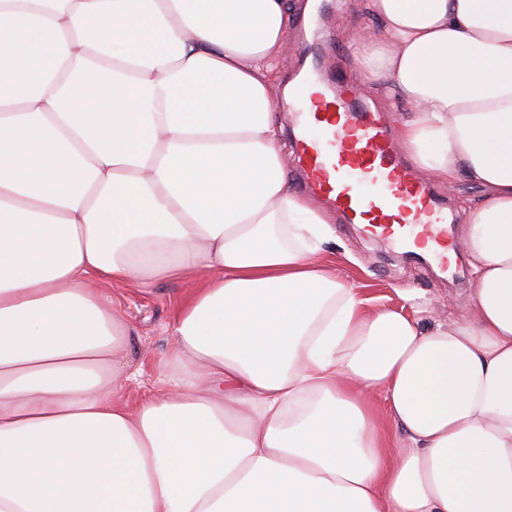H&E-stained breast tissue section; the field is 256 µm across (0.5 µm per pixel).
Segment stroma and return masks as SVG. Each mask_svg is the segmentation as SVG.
I'll list each match as a JSON object with an SVG mask.
<instances>
[{
  "label": "stroma",
  "mask_w": 512,
  "mask_h": 512,
  "mask_svg": "<svg viewBox=\"0 0 512 512\" xmlns=\"http://www.w3.org/2000/svg\"><path fill=\"white\" fill-rule=\"evenodd\" d=\"M320 29L324 37L316 56L299 48L296 35H289L280 60L282 80L299 70L302 63L316 59L327 80L337 73H360L361 67L348 48V37L359 29L377 25L374 17L360 13L354 0H315ZM335 238L327 246L325 259L342 280L358 285L365 296L387 306L402 305L403 295L415 304L439 306L445 319L459 318L472 287L471 270L456 268L440 275L432 263H417L404 258L386 240L370 236L357 224L335 220ZM190 286L184 279H169L149 288L110 287L124 319L132 329L130 350L141 363L144 381H151L155 366L168 348V328Z\"/></svg>",
  "instance_id": "1"
}]
</instances>
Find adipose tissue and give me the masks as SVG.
Instances as JSON below:
<instances>
[{
    "label": "adipose tissue",
    "instance_id": "adipose-tissue-1",
    "mask_svg": "<svg viewBox=\"0 0 512 512\" xmlns=\"http://www.w3.org/2000/svg\"><path fill=\"white\" fill-rule=\"evenodd\" d=\"M304 0H0V512H512V0L352 35L466 180V314L322 261L273 101ZM194 282L135 402L105 283Z\"/></svg>",
    "mask_w": 512,
    "mask_h": 512
}]
</instances>
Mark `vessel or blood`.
<instances>
[{"mask_svg": "<svg viewBox=\"0 0 512 512\" xmlns=\"http://www.w3.org/2000/svg\"><path fill=\"white\" fill-rule=\"evenodd\" d=\"M288 109L299 131L304 183L314 196L371 235L408 248L427 236L443 251L452 249L439 198L398 159L385 119L360 103L347 76L327 86L311 73L294 85Z\"/></svg>", "mask_w": 512, "mask_h": 512, "instance_id": "1", "label": "vessel or blood"}]
</instances>
